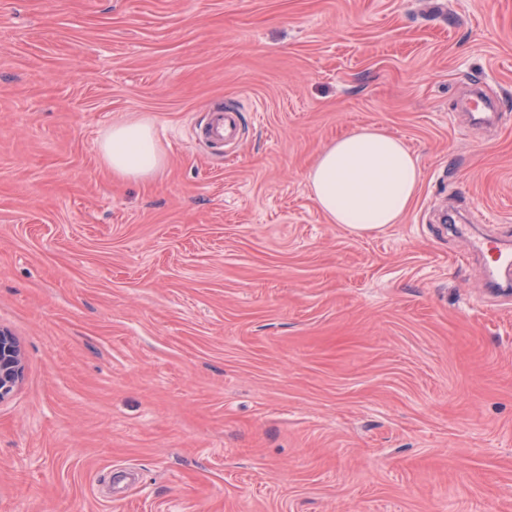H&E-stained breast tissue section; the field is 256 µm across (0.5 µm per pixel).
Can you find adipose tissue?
Masks as SVG:
<instances>
[{
	"instance_id": "1",
	"label": "adipose tissue",
	"mask_w": 512,
	"mask_h": 512,
	"mask_svg": "<svg viewBox=\"0 0 512 512\" xmlns=\"http://www.w3.org/2000/svg\"><path fill=\"white\" fill-rule=\"evenodd\" d=\"M114 175L145 181L163 164L153 127L139 120L114 125L101 144ZM307 179L328 221L362 234L398 223L419 185L416 161L404 144L382 128H357L326 147Z\"/></svg>"
}]
</instances>
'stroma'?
Listing matches in <instances>:
<instances>
[{"mask_svg":"<svg viewBox=\"0 0 512 512\" xmlns=\"http://www.w3.org/2000/svg\"><path fill=\"white\" fill-rule=\"evenodd\" d=\"M369 125L420 183L359 235L307 174ZM444 208L512 240V0H0V512H512V301ZM243 114L238 108L218 106L195 127V138L212 148H221L236 138ZM101 153L114 175L136 181L150 179L163 164L147 120L113 125L101 144ZM22 367L19 347L8 333L0 330V401L13 392L20 380Z\"/></svg>","mask_w":512,"mask_h":512,"instance_id":"stroma-1","label":"stroma"}]
</instances>
